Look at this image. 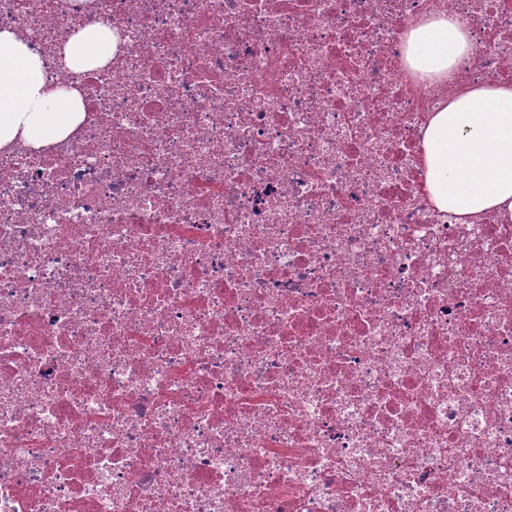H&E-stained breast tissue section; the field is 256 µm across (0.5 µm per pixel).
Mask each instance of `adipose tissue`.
<instances>
[{
  "label": "adipose tissue",
  "mask_w": 512,
  "mask_h": 512,
  "mask_svg": "<svg viewBox=\"0 0 512 512\" xmlns=\"http://www.w3.org/2000/svg\"><path fill=\"white\" fill-rule=\"evenodd\" d=\"M469 33L446 16L406 35L411 67L449 76L467 58ZM65 66L81 73L112 58L110 30L90 26L63 47ZM83 117L77 91L51 88L40 57L14 32L0 30V148H39L66 139ZM426 182L435 206L468 224L493 212L512 222V84L467 87L434 112L423 131Z\"/></svg>",
  "instance_id": "1"
}]
</instances>
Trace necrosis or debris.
<instances>
[{"instance_id":"necrosis-or-debris-1","label":"necrosis or debris","mask_w":512,"mask_h":512,"mask_svg":"<svg viewBox=\"0 0 512 512\" xmlns=\"http://www.w3.org/2000/svg\"><path fill=\"white\" fill-rule=\"evenodd\" d=\"M471 35L449 78L404 36ZM112 61L59 62L78 28ZM81 123L0 148V512H512V224L421 133L512 0H0Z\"/></svg>"}]
</instances>
